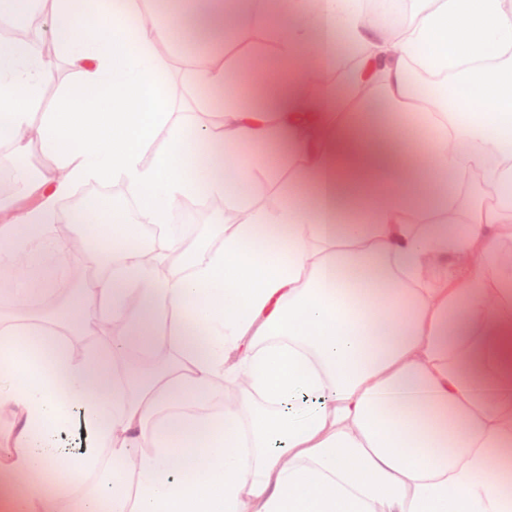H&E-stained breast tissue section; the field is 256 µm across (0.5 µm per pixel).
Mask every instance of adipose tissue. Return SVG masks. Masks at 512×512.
I'll return each instance as SVG.
<instances>
[{
	"label": "adipose tissue",
	"mask_w": 512,
	"mask_h": 512,
	"mask_svg": "<svg viewBox=\"0 0 512 512\" xmlns=\"http://www.w3.org/2000/svg\"><path fill=\"white\" fill-rule=\"evenodd\" d=\"M428 2L392 44L353 0L314 11L289 0L277 21L250 0L249 20L277 44L263 59L274 77L257 89L231 83L223 56L196 43L222 36L223 0H180L188 21L162 28L122 0L94 38L80 35L86 17L70 0H51L72 78L46 111L36 46L0 48V138L22 152L33 134L67 172H38L29 189L42 204L0 222V262L26 255L18 310L31 288L54 285L66 245L48 211L68 182L123 184L170 247L182 242L170 219L186 199L218 198L241 217L218 248L188 254V272L158 277L164 252L146 264L135 244L67 305L68 331L125 322L116 353L154 349L177 317L175 360L143 377L119 385L105 360L76 361L68 331L0 333L10 381L0 402L23 419L0 448V476L58 475L49 439L78 405L92 445L73 473L111 449L110 512H512L499 455L512 446V10ZM163 43L190 54L181 78ZM340 43L358 59L344 95L310 97ZM419 71L448 77L446 100L417 91ZM188 97L219 120L176 116ZM377 112L420 123L391 133ZM248 147L265 154L233 167ZM287 167L284 202L253 206L258 178ZM443 172L456 189L431 191ZM132 293L140 311L129 323ZM240 378L223 414L198 411Z\"/></svg>",
	"instance_id": "obj_1"
}]
</instances>
